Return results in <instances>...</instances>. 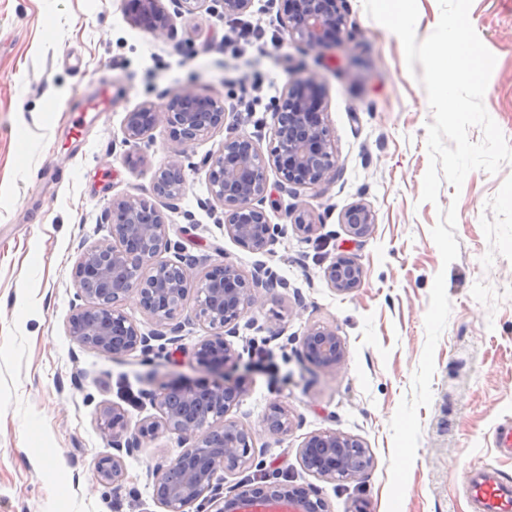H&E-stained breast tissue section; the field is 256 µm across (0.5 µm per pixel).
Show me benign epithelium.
<instances>
[{
  "instance_id": "7a95c632",
  "label": "benign epithelium",
  "mask_w": 512,
  "mask_h": 512,
  "mask_svg": "<svg viewBox=\"0 0 512 512\" xmlns=\"http://www.w3.org/2000/svg\"><path fill=\"white\" fill-rule=\"evenodd\" d=\"M343 0H295V9L281 21L288 38L309 51L329 43L331 30L340 40L346 34ZM251 0H224V16L236 19ZM144 15L133 23L151 19L149 30L169 29L161 0H143ZM316 78L304 76L288 84L275 102L272 147L265 154L249 137L227 128L224 143L207 160L211 197L224 207V232L243 248L268 253L282 227L273 224L265 204L276 192L289 188H313L330 181L336 172V155L322 113L310 112L308 94ZM176 104L163 108L146 102L128 113L124 142L136 145L159 126L175 129L180 143H191L224 127V102L211 96L185 92ZM276 180L269 182V172ZM185 175L174 160L156 174L152 192L167 199L182 195ZM295 231L310 237L317 230L306 209L288 213ZM105 223L112 242L81 247L75 270L76 297L67 322L69 336L82 349L120 357L154 350L153 342L171 345L181 341V325L171 324L175 314L190 309L189 317L206 326L207 335L194 346L199 366L213 379L209 383L172 382L146 393L158 416L150 422L131 424L117 408L101 416L100 430L112 439L117 454L98 458L97 477L119 490L126 472L121 454L134 455L143 444L161 433L177 435L183 446L177 458L153 473V498L163 512H188L196 504L215 512H327L326 502L313 490L285 484L237 483L220 494L225 475L254 465L251 427L230 417L246 395L245 387L229 376L241 358L231 338L238 336L239 320L258 305L262 292L278 284L268 269L259 266L244 274L230 262L197 272L194 259L176 250L168 236L166 216L147 201L134 197L112 201ZM348 234L357 240L371 234L375 216L362 204L347 209L342 217ZM174 252V257L165 254ZM330 285L348 293L361 285L364 270L353 257L333 261L325 270ZM135 297L157 330L145 334L121 309ZM304 356L322 368H335L346 349L336 330L314 324L302 337ZM265 432L281 438L294 427L288 410L273 403L262 418ZM303 467L332 481L364 478L371 465L363 443L352 437L325 431L308 437L300 446Z\"/></svg>"
}]
</instances>
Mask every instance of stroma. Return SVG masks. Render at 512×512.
<instances>
[{"instance_id": "35a3bbf8", "label": "stroma", "mask_w": 512, "mask_h": 512, "mask_svg": "<svg viewBox=\"0 0 512 512\" xmlns=\"http://www.w3.org/2000/svg\"><path fill=\"white\" fill-rule=\"evenodd\" d=\"M162 4L171 29L155 34L130 23L128 0H0V512H161L152 473L181 453L177 437L161 434L124 457L117 491L93 470L112 451L97 419L116 407L142 422L156 414L145 392L179 377L207 379L191 354L205 326L177 314L182 352L119 360L79 348L66 330L80 247L111 242L104 213L129 196L163 212L171 241L202 267L228 261L248 274L261 264L282 279L240 319L234 340L239 349L262 343L278 371L253 367L245 353L236 378L247 394L232 416L251 427L267 475L311 486L330 512H351L358 501L365 512H387L390 421L412 392L430 291L444 273L451 313L435 349L432 401L418 411L422 432L401 512H473L467 469L512 478V455L493 441L496 425L512 423V163L493 175L472 171L458 190L442 183L437 203L421 201L433 120L423 67L407 68L401 41L367 15L363 0H344L349 37L317 56L290 40L262 55L225 49L232 21L221 0H203L191 14L173 0ZM469 18L496 58L484 105L512 143V0H472ZM253 70L269 86L249 114L236 101L239 78ZM309 71L319 78L336 174L280 194L268 212L283 227L272 252L236 244L224 232L223 206L210 198L205 161L224 131L184 147L158 127L134 150L140 163L127 164V112L166 105L173 91L221 98L227 124L268 150L273 99ZM174 159L184 169L183 195H154L156 172ZM355 204L375 215L356 246L342 222ZM452 205L459 254L446 265L430 231ZM296 206L322 220L311 238L290 224ZM342 255L364 269L348 293L325 277ZM314 323L335 329L345 345L336 368L300 355ZM274 327L282 330L275 338ZM273 403L295 421L280 439L261 425ZM325 430L363 441L371 455L364 479L335 482L303 468L300 446Z\"/></svg>"}]
</instances>
